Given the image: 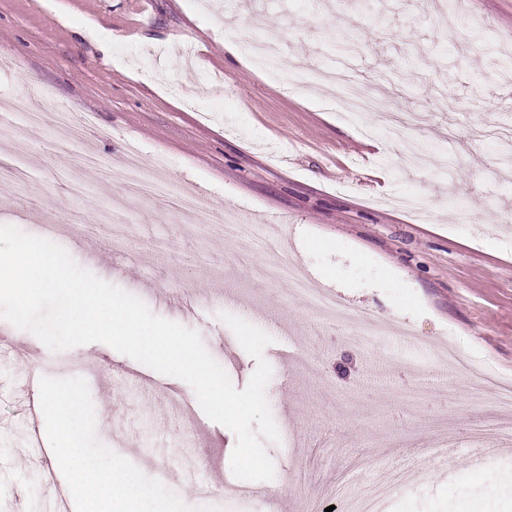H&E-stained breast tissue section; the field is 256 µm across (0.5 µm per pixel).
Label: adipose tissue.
Listing matches in <instances>:
<instances>
[{"instance_id": "obj_1", "label": "adipose tissue", "mask_w": 512, "mask_h": 512, "mask_svg": "<svg viewBox=\"0 0 512 512\" xmlns=\"http://www.w3.org/2000/svg\"><path fill=\"white\" fill-rule=\"evenodd\" d=\"M44 400L49 419L61 427L53 446L57 458L73 469L70 492L78 496L80 512H132L126 504L128 478L118 468L101 469L84 454L78 435L66 431L65 424L77 408L71 392L51 389Z\"/></svg>"}]
</instances>
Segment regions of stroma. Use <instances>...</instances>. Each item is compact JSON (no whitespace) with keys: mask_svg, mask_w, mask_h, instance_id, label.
<instances>
[{"mask_svg":"<svg viewBox=\"0 0 512 512\" xmlns=\"http://www.w3.org/2000/svg\"><path fill=\"white\" fill-rule=\"evenodd\" d=\"M259 38L280 42L276 67L225 57V41ZM509 44L512 0H0V56L13 62L0 96L42 111L39 128L18 122L0 142V163L24 159L29 176L0 186V225L38 237L53 225L79 267L199 332L236 388L256 362L222 314L272 338L266 396L281 441L265 445L274 478L245 497L233 492V432L203 417L187 383L103 343L64 351L49 385L83 381L69 427L100 467L122 463L135 512H346L383 469L497 416L494 393L472 403L448 356L512 380V166L485 133L512 128ZM299 68L349 70L430 164L403 163L381 113L351 122L333 88L289 84ZM45 88L90 124L71 152L45 147L56 136ZM132 141L144 176L196 193L204 223L125 197L110 172ZM84 154L99 168L79 167ZM86 192L104 201L102 221H128L126 238L81 235ZM248 218L284 250L225 237ZM260 266L300 268L374 312L387 336L353 342L287 278H256ZM45 351L0 320V512H46L53 491L29 433L46 443L55 428L23 397ZM469 459L431 463L383 512H512V447L482 457L492 483L471 479Z\"/></svg>","mask_w":512,"mask_h":512,"instance_id":"35a3bbf8","label":"stroma"}]
</instances>
